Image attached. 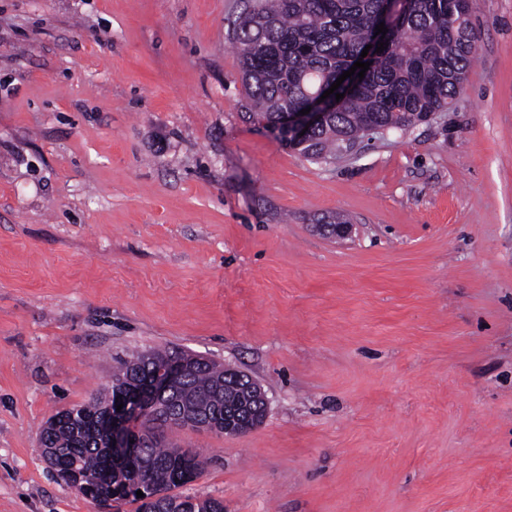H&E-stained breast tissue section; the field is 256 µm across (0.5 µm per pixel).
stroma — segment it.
<instances>
[{
  "mask_svg": "<svg viewBox=\"0 0 512 512\" xmlns=\"http://www.w3.org/2000/svg\"><path fill=\"white\" fill-rule=\"evenodd\" d=\"M242 8L0 0V512H106L41 432L168 348L268 401L171 432L206 461L186 494L512 512V0H476L453 109L326 160L243 119Z\"/></svg>",
  "mask_w": 512,
  "mask_h": 512,
  "instance_id": "1",
  "label": "stroma"
}]
</instances>
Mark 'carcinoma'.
I'll return each mask as SVG.
<instances>
[{
  "mask_svg": "<svg viewBox=\"0 0 512 512\" xmlns=\"http://www.w3.org/2000/svg\"><path fill=\"white\" fill-rule=\"evenodd\" d=\"M475 0H409L384 36L383 0H249L233 24L231 41L240 54L244 117L278 129L283 112H299L324 86L349 70L369 42H384L355 87L342 83L340 105L325 122L299 140H282L305 157H334L346 141L372 127L403 129L437 112L452 109L476 54L471 17ZM183 351L150 352L136 357L153 369L186 359ZM236 371L214 362L197 364L166 395L167 412L148 421L144 438L132 451L113 456L98 424L100 409L113 402L108 391L71 408L72 420L54 415L56 426L43 430L42 445L53 450L62 474L81 476L79 493L107 503L137 504L151 512L154 493L188 503L194 497L171 490L194 481L200 454L162 443L165 429L184 428L181 409L192 410L214 433L243 434L263 421L251 400L250 379L230 388ZM143 492V497L136 495Z\"/></svg>",
  "mask_w": 512,
  "mask_h": 512,
  "instance_id": "1",
  "label": "carcinoma"
}]
</instances>
